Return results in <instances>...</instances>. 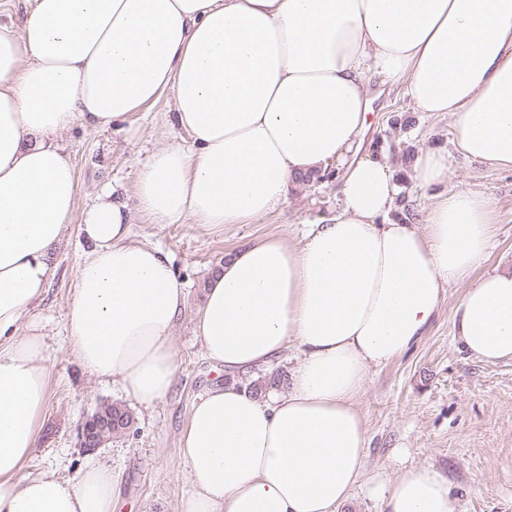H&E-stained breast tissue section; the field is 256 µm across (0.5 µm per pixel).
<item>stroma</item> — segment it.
Masks as SVG:
<instances>
[{"label":"stroma","instance_id":"obj_1","mask_svg":"<svg viewBox=\"0 0 512 512\" xmlns=\"http://www.w3.org/2000/svg\"><path fill=\"white\" fill-rule=\"evenodd\" d=\"M372 110L361 150L383 154L398 170L400 193L392 215L419 223L432 195L409 177V165L422 148L451 149L453 119L442 112L415 111L403 85L372 80ZM171 93L128 122L105 129L74 126L62 143L78 180L77 213L50 261L46 290L36 314L54 351L51 385L30 471L51 470L78 480L82 471L104 463L124 474L116 512H179L189 491L178 442L192 405L223 370L205 357L194 334V316L215 266L257 238L277 235L299 242L303 223L333 213L341 172L336 166L296 181L286 201L254 224H233L209 236L195 224H154L132 214L133 239L170 254L187 299L173 329L177 380L167 397L152 407L129 400L120 387L98 380L81 367L68 342V309L77 271L88 250L80 213L104 186L133 199L137 167L157 147L176 138L164 122ZM450 185L476 189L494 200V246L482 271L512 267V170L455 156ZM466 290L447 288L438 317L422 341L402 357L371 369L358 404L369 437V480L358 484L339 512H383L373 479L390 480L405 469L428 466L449 481L455 512H512V362L487 364L460 350L452 336L451 314ZM103 403L126 407L133 429L94 452H86L77 430L83 417Z\"/></svg>","mask_w":512,"mask_h":512}]
</instances>
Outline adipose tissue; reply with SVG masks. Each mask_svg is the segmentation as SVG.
Here are the masks:
<instances>
[{
  "instance_id": "1",
  "label": "adipose tissue",
  "mask_w": 512,
  "mask_h": 512,
  "mask_svg": "<svg viewBox=\"0 0 512 512\" xmlns=\"http://www.w3.org/2000/svg\"><path fill=\"white\" fill-rule=\"evenodd\" d=\"M376 77L405 83L417 111L452 114L464 158L512 169V0H28L22 28L0 25V512H113L111 466L75 482L22 472L51 378L34 311L78 194L61 135L122 122L168 91L182 139L135 183L152 223L220 234L272 212L292 181L343 169L330 218L297 244L242 247L204 287L194 331L227 380L181 433V512H338L366 475L368 374L419 341L447 286H467L451 316L463 350L512 360V268L475 274L494 202L448 188L447 151L425 148L412 176L437 193L421 224L391 218L395 171L359 146ZM130 225L110 193L85 210L68 339L88 374L151 406L176 381L186 292ZM291 348L285 387L238 384ZM385 509L454 512L451 487L411 468Z\"/></svg>"
}]
</instances>
